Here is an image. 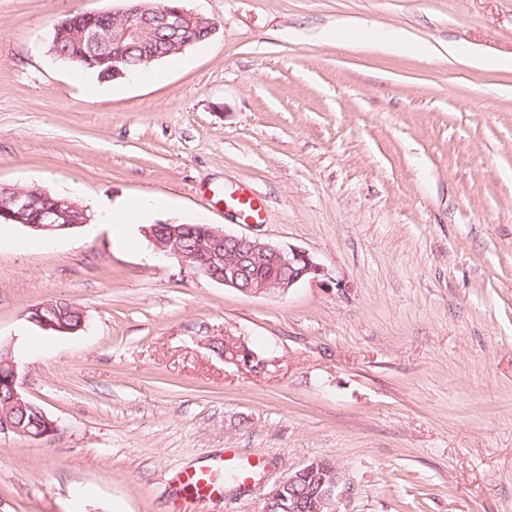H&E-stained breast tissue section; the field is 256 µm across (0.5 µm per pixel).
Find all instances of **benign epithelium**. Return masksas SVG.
I'll return each instance as SVG.
<instances>
[{
  "label": "benign epithelium",
  "instance_id": "benign-epithelium-1",
  "mask_svg": "<svg viewBox=\"0 0 512 512\" xmlns=\"http://www.w3.org/2000/svg\"><path fill=\"white\" fill-rule=\"evenodd\" d=\"M126 5L106 15L112 19V27H87L78 36L90 47L98 50L111 43L138 44L149 35H162L173 49L184 51L195 39L188 34L195 29H204L207 35L215 31L209 19L186 9L183 0L164 4L160 0H125ZM96 62L107 66L112 77L126 75L125 60L119 55L96 56ZM51 199L50 194L39 187L15 188L0 184V220L9 224H22L34 231L48 235L74 228L71 215L81 216L78 224L90 220L85 207L69 199L54 201L51 209L35 213L36 203ZM189 225L160 222L144 228L145 236L156 250L167 258H175L203 276L250 295H264L271 291L286 294L290 289L324 275V269L306 250L290 245L280 247L264 242L257 237L227 233L209 224L192 235L187 233ZM74 305L63 300L40 304L29 311L28 321L43 330L56 333H75L84 328L80 322L76 328L67 326L62 319ZM224 362L237 367L260 372L265 361L245 344L234 342L223 347ZM9 390L10 403L37 413L39 424L33 433L15 423L11 417L0 413V436L25 435L39 440L58 430V423L50 419L36 404L28 400L18 383V363L9 352L0 350V387ZM322 476L320 494L315 507L319 512H336V504L352 498L356 493L354 482L345 471L330 459H319L306 465L286 479L272 484L263 495L267 504L279 503L285 494L296 487L305 477Z\"/></svg>",
  "mask_w": 512,
  "mask_h": 512
}]
</instances>
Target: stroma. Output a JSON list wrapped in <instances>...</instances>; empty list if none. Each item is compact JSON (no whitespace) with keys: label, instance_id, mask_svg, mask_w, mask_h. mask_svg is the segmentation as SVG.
<instances>
[{"label":"stroma","instance_id":"stroma-1","mask_svg":"<svg viewBox=\"0 0 512 512\" xmlns=\"http://www.w3.org/2000/svg\"><path fill=\"white\" fill-rule=\"evenodd\" d=\"M186 6L210 38L92 96L48 44L119 0H0V183L92 215L0 225V346L59 425L0 437V512H262L321 458L356 485L337 512H512V69L467 62L512 57V0ZM245 186L262 223L215 199ZM138 198L159 206L112 238L107 207ZM161 221L298 246L325 275L247 295L160 258L143 229ZM51 300L85 329L26 320ZM227 450L257 465L247 487L176 489ZM224 342V347L221 356L224 358L225 363H231L237 367L248 368L253 372H261L265 368V361L260 359L257 354L251 351L242 342H234L232 344H225L226 342L221 338L212 339V346L216 342Z\"/></svg>","mask_w":512,"mask_h":512}]
</instances>
